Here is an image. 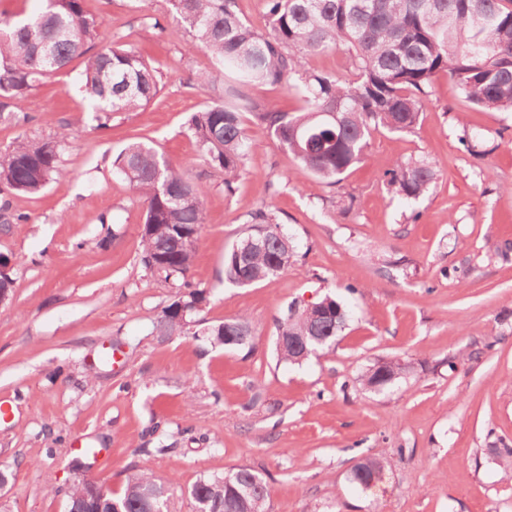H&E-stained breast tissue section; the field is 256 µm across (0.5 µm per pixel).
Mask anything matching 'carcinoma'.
<instances>
[{
  "label": "carcinoma",
  "mask_w": 512,
  "mask_h": 512,
  "mask_svg": "<svg viewBox=\"0 0 512 512\" xmlns=\"http://www.w3.org/2000/svg\"><path fill=\"white\" fill-rule=\"evenodd\" d=\"M174 32L191 37L188 48H204L233 76V83L192 113L188 129L208 166L224 172L231 192L251 148L243 115L263 126L299 164L328 185L366 156L373 131L410 132L419 123L429 88L440 73L475 106L512 112V0H267L265 30L243 19L237 0H167ZM99 22L84 13L82 0H46L44 9L22 21L0 18V120L16 117L14 100L49 74L83 59L82 82L97 120L113 112H133L160 92L161 76L129 44L96 42ZM345 48L354 78L341 80L306 67L307 57ZM257 84L295 87L307 107L290 114L274 103L252 98ZM327 112H336L331 119ZM73 135L64 127L55 138H20L0 155V185L17 194L40 193L62 173V143ZM112 171L143 199L142 262L166 280H179L180 297L164 307L153 324L159 336L189 329L206 304L205 291L187 281L205 219L201 189L154 146L134 141L112 157ZM388 191L418 199L436 180L424 160L397 161L385 173ZM249 229L224 254V280L246 287L274 279L291 267L295 247L267 202L249 213ZM257 245L244 261L236 248L246 239ZM322 313L295 305L278 321L277 336H305L311 354L331 348L347 314L334 298ZM211 343L233 346L231 337L252 335L245 316L201 330ZM406 367L375 363L362 385L381 390ZM388 461L367 457L351 471L364 489L381 479ZM173 484L133 470L120 490L85 480L68 491V512H149L171 501ZM188 495L194 512H268V484L262 472L240 467L196 481Z\"/></svg>",
  "instance_id": "1"
}]
</instances>
